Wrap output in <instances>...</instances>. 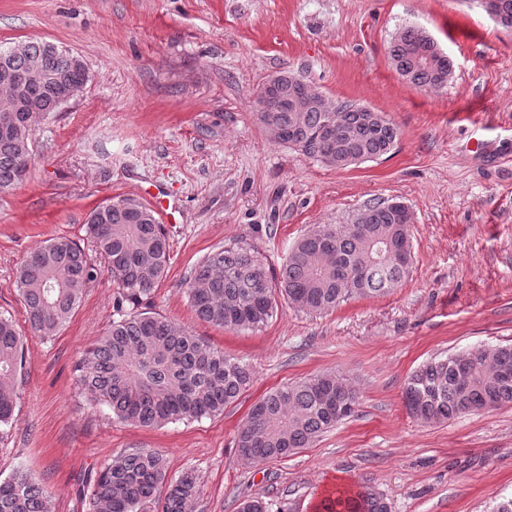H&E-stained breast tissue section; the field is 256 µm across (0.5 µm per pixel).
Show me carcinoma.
<instances>
[{"instance_id":"cac0c4a2","label":"carcinoma","mask_w":512,"mask_h":512,"mask_svg":"<svg viewBox=\"0 0 512 512\" xmlns=\"http://www.w3.org/2000/svg\"><path fill=\"white\" fill-rule=\"evenodd\" d=\"M435 42L408 26L391 42L392 66L414 86L431 88L449 81L450 58H440ZM45 59L42 84L26 92L4 78ZM284 97L273 100L276 112H258L261 126L281 130L276 144L329 167H350L347 157L363 162L388 153L399 139L398 126L382 112L367 119L368 107L350 101L336 111L293 112L285 98L304 94L309 86L299 74L282 71ZM87 81L83 64L52 51L51 44L26 41L16 54L0 49V104L20 101L13 134L0 137V190L12 189L25 177L23 161L32 151L36 119L60 108L55 89L74 98ZM120 205L93 209L87 233L112 273L117 288L115 318L107 332L84 352L77 382L88 400L105 404L116 418L152 427L199 419L224 411L252 379L249 366L224 355L187 328L141 309L145 298L164 280L170 260L165 225L157 213L131 197ZM410 238L388 202L364 206L352 223L315 224L288 250L279 271L266 267L245 245L210 252L182 282L196 317L224 330L264 325L278 301L303 311L333 310L354 297L383 296L407 275L397 262ZM98 277L85 249L67 237L53 238L32 249L17 271V290L32 331L52 336L82 298V286ZM25 368L24 340L13 321L0 315V425L15 421L16 380ZM345 404L336 416V401ZM409 412L428 422L450 420L512 404V345L477 348L461 358L433 359L414 371L403 387ZM359 405L355 388L334 373H319L284 384L259 399L238 431L234 445L250 463L287 458L307 448L323 433L350 418ZM200 495L197 478L187 470L167 474L163 454L136 448L111 459L92 478L84 493L86 512H143L163 501L162 512H192ZM50 495L29 470L17 468L0 481V512H48ZM385 498L372 487L338 490L321 503L323 512H383Z\"/></svg>"}]
</instances>
